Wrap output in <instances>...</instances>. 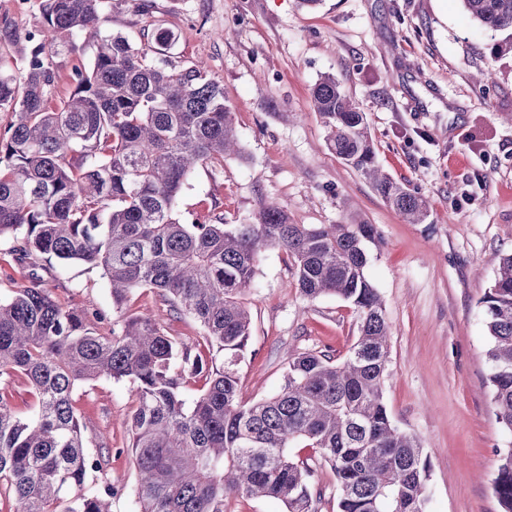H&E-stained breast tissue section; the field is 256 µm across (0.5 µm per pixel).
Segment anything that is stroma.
<instances>
[{
    "instance_id": "1",
    "label": "stroma",
    "mask_w": 512,
    "mask_h": 512,
    "mask_svg": "<svg viewBox=\"0 0 512 512\" xmlns=\"http://www.w3.org/2000/svg\"><path fill=\"white\" fill-rule=\"evenodd\" d=\"M41 0H0V55L21 61ZM105 31L134 42L155 28L174 41L164 58L204 65L230 98L246 160L199 167L185 185L184 221L252 223L278 201L294 224L356 215L381 235L367 276L386 308L390 356L384 401L430 462L428 512H499L492 480L512 434L498 422L487 377L490 340L481 298L500 257L512 254V55L495 56L490 31L461 0H112ZM326 74L365 112L380 168L428 201L409 224L330 150L311 90ZM66 308L88 311L98 332L120 315H153L171 336L206 350L201 325L157 291L132 292L116 311L101 269L52 262L45 276ZM246 299L251 334L237 366L240 395L274 394L290 358L329 350L344 360L358 334L352 307L302 297L287 257L265 249ZM72 403L88 448L106 455L112 512H138L131 451L132 386L103 375ZM321 492L314 512H338V484L315 449L293 445Z\"/></svg>"
}]
</instances>
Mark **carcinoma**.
<instances>
[{"label":"carcinoma","instance_id":"cac0c4a2","mask_svg":"<svg viewBox=\"0 0 512 512\" xmlns=\"http://www.w3.org/2000/svg\"><path fill=\"white\" fill-rule=\"evenodd\" d=\"M491 32L494 54H512V0H461ZM108 0H42L43 22L21 65L0 57V240L29 269L27 283L0 301V391L25 376L38 395L33 418L16 416L0 394V485L20 512H112V483L98 486L101 455L89 453L71 394L108 375L127 380L133 488L140 512H226L231 496L273 498L288 512H312L309 465L289 448L320 451L339 488L338 512H427L429 462L420 440L392 421L383 395L389 332L381 296L366 276L376 227L292 224L265 203L252 224L183 223L177 199L194 171L244 159L224 84L201 66L162 68L164 30L137 45L102 32ZM87 32L89 66L73 68L75 89L52 103L57 58ZM330 149L355 168L409 224L429 205L376 165L366 114L322 76L312 90ZM282 251L307 300L335 296L356 311L347 358L303 352L288 361L274 395L245 403L236 366L251 315L244 294L263 250ZM103 270L118 309L136 288L158 291L196 319L216 353L168 335L149 317H126L102 334L89 315L62 307L35 273L39 260ZM490 337L488 385L497 418L512 434V255L500 258L481 299ZM206 389L192 402L190 380ZM493 491L512 512V446L499 452Z\"/></svg>","mask_w":512,"mask_h":512}]
</instances>
